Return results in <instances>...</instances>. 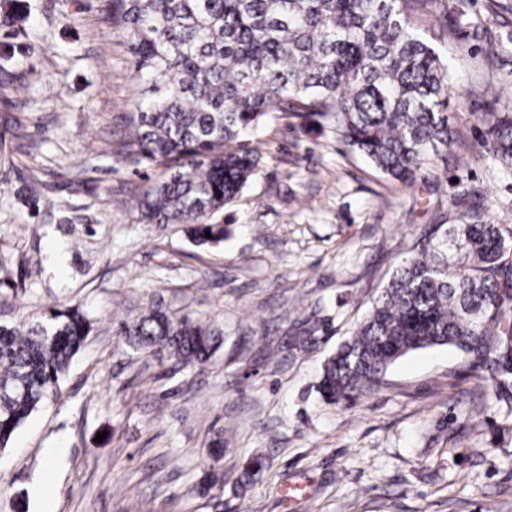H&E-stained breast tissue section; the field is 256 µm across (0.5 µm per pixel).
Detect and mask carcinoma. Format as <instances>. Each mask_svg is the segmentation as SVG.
Segmentation results:
<instances>
[{
	"label": "carcinoma",
	"mask_w": 512,
	"mask_h": 512,
	"mask_svg": "<svg viewBox=\"0 0 512 512\" xmlns=\"http://www.w3.org/2000/svg\"><path fill=\"white\" fill-rule=\"evenodd\" d=\"M442 0H112L139 87L123 157L164 168L138 211L144 224H184L198 244L224 240L211 218L258 167L242 137L271 114L317 117L386 176L410 184L451 140L449 66L419 29L416 12ZM456 35L483 30L462 10ZM493 154L512 158V114L495 117ZM210 237H205V233ZM301 321L288 349L319 342ZM90 321L77 307L51 322L0 325V448L57 387ZM117 334L184 365L206 363L223 333L160 308L118 324ZM454 346L489 373L512 414V226L463 220L403 262L367 316L322 368L317 392L351 405L404 355Z\"/></svg>",
	"instance_id": "1"
}]
</instances>
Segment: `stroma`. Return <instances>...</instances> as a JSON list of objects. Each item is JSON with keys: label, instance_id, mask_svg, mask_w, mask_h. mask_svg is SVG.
<instances>
[{"label": "stroma", "instance_id": "stroma-1", "mask_svg": "<svg viewBox=\"0 0 512 512\" xmlns=\"http://www.w3.org/2000/svg\"><path fill=\"white\" fill-rule=\"evenodd\" d=\"M111 5L23 0L29 51L7 68L21 91L0 96V323L72 305L91 321L56 397L0 449V512H41L31 489L50 466L53 512H512L506 410L461 350L407 354L351 407L316 390L416 245L458 223V195L485 222L512 224V165L485 141L491 113H512V0H448L481 23L493 58L421 16L454 75L453 140L413 184L330 124L278 113L246 135L259 168L208 245L139 220L163 170L120 155L136 85ZM155 307L212 323L222 347L185 367L116 334ZM307 316L322 341L291 352ZM60 442L68 452L50 463ZM256 456L263 469L244 477Z\"/></svg>", "mask_w": 512, "mask_h": 512}]
</instances>
